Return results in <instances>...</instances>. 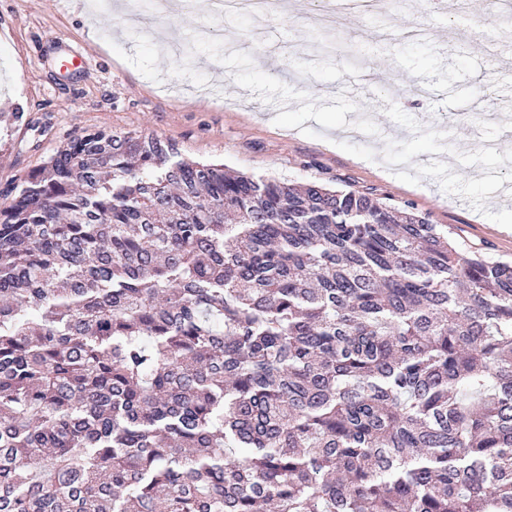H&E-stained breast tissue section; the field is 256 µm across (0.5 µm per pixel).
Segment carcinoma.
I'll return each instance as SVG.
<instances>
[{"mask_svg":"<svg viewBox=\"0 0 512 512\" xmlns=\"http://www.w3.org/2000/svg\"><path fill=\"white\" fill-rule=\"evenodd\" d=\"M0 195V512H512V263L153 134Z\"/></svg>","mask_w":512,"mask_h":512,"instance_id":"carcinoma-1","label":"carcinoma"}]
</instances>
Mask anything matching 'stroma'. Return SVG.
Returning <instances> with one entry per match:
<instances>
[{
	"mask_svg": "<svg viewBox=\"0 0 512 512\" xmlns=\"http://www.w3.org/2000/svg\"><path fill=\"white\" fill-rule=\"evenodd\" d=\"M77 2L0 0V189L75 133L144 131L190 161L413 208L512 262V0H335L331 29L314 0L257 20L195 0L138 29L113 0L94 37Z\"/></svg>",
	"mask_w": 512,
	"mask_h": 512,
	"instance_id": "stroma-1",
	"label": "stroma"
}]
</instances>
